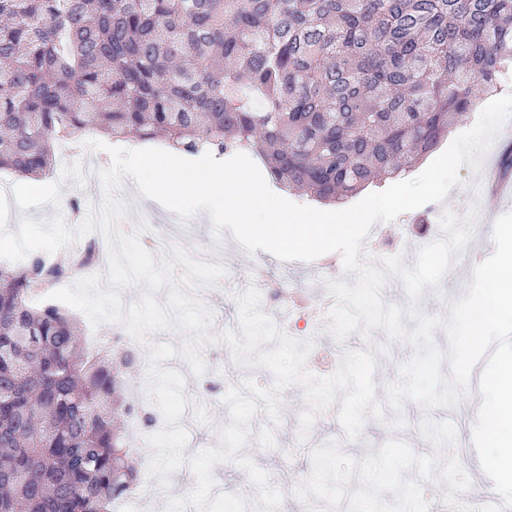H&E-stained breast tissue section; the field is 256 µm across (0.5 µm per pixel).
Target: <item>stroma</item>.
Masks as SVG:
<instances>
[{"label": "stroma", "mask_w": 512, "mask_h": 512, "mask_svg": "<svg viewBox=\"0 0 512 512\" xmlns=\"http://www.w3.org/2000/svg\"><path fill=\"white\" fill-rule=\"evenodd\" d=\"M110 137L95 130H84L72 139L74 150L66 156H58L49 175L38 178L34 188H26L23 178L0 171V192L6 193L10 208L7 227L17 231L23 217L45 221L54 215H61L65 223L72 228L78 227L84 220L83 212L94 193L103 191L104 186L98 176L99 171L110 167L112 158L106 146ZM460 183L453 187L444 202L425 205L413 211L401 214L396 220L373 225L363 242V253L369 258H383L394 254L413 256L424 246V239L406 235L403 228L409 224L439 223L444 212L458 211L469 183L467 170H460ZM478 187L484 200L481 211V223L475 238L469 243L472 257L469 263H454L443 279L439 291L425 290L418 301H411L401 280L391 277L386 293L394 297L397 305L408 308L416 307L420 313L428 315H447V300L460 297L465 287L472 280L475 264L485 260L494 251L492 243V226L504 213L512 211V198L504 197L496 203H489L490 190L486 181H479ZM190 230L179 240L180 246L190 252H197L201 246L219 242L220 249L216 261L223 267L231 269L232 277L225 280L223 287L208 286L204 289V304L213 315L212 333L218 334L226 327L237 325L238 304L236 297L252 285L249 274L251 264H258L265 275L273 280L282 281L289 290L294 291L306 301L308 306L320 303L324 294L328 267H335L337 280L354 283V275L348 274L343 266L340 253L329 252L309 261L283 262L272 254L259 250L255 254L247 252L234 240L230 231H223L221 237H214L212 223L208 214L199 213L189 222ZM387 344V351L376 355L377 369L374 374L376 398L385 401L386 387L399 378L398 368L412 354L411 347L401 341H388L383 330L372 332L371 341H364L361 336L352 335L347 339L351 349H366L367 345ZM166 368L179 371L185 379V397L191 401L192 408L183 414L181 426L188 432V441L183 450L185 458H193L200 451L219 446V431L229 424V409L223 398L228 388L235 382H242L246 377H253L264 388L271 387L273 376L262 368L223 366L217 369L207 367L204 375L194 374L188 364L180 358L166 360ZM471 398H464L452 408H435L428 410L419 403L405 400L401 411L386 410L384 420H367L358 439H347L337 418H317L307 437H300L299 416L281 417L279 424H272L265 413H257L252 419L249 433L263 436L273 432L278 436L277 443L264 448L244 447L242 453L251 458L269 476L270 483L285 491L281 507L283 512H325L321 501L310 503L290 494L289 476H304L305 466L302 456L296 455L295 448L301 441L318 443L326 440L338 441L342 450L354 460H362L367 454L377 453L387 441L398 439L410 445L415 453L427 455L434 453V446L420 435L409 431L402 432L391 427L395 417H402L405 422L415 424L429 418L435 421L451 420L456 426L457 437L464 445L472 443V429L476 415L472 411ZM196 480L189 467H181L170 475L167 484L159 485L157 493L148 501H141L131 495L116 503L114 512H167L170 498H183L194 489Z\"/></svg>", "instance_id": "1"}]
</instances>
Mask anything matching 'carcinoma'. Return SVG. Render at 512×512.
I'll use <instances>...</instances> for the list:
<instances>
[{"label":"carcinoma","mask_w":512,"mask_h":512,"mask_svg":"<svg viewBox=\"0 0 512 512\" xmlns=\"http://www.w3.org/2000/svg\"><path fill=\"white\" fill-rule=\"evenodd\" d=\"M510 63L512 0H0V170L40 177L91 125L248 152L340 205L409 174ZM73 270L0 266V512H112L139 485L135 352L93 357L32 302Z\"/></svg>","instance_id":"1"}]
</instances>
